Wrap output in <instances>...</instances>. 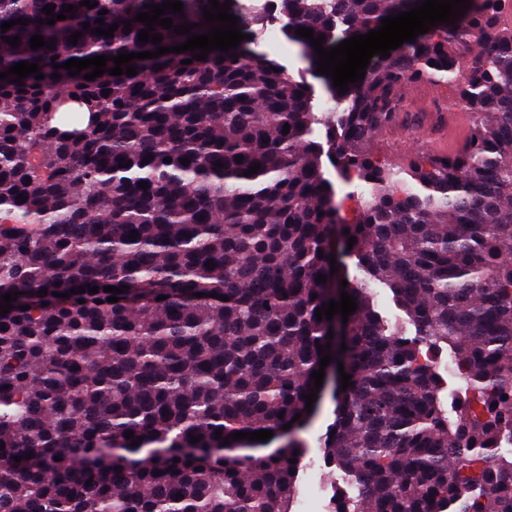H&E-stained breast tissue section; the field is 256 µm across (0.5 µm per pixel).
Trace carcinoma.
<instances>
[{"instance_id": "cac0c4a2", "label": "carcinoma", "mask_w": 512, "mask_h": 512, "mask_svg": "<svg viewBox=\"0 0 512 512\" xmlns=\"http://www.w3.org/2000/svg\"><path fill=\"white\" fill-rule=\"evenodd\" d=\"M80 2L0 0V24L29 20L0 32V72L29 61L44 75L0 80V295L20 293L0 315V512H293L307 451L293 434L310 418L302 396L327 344L336 419L323 459L358 491L333 512H512V0H471L456 24L375 57L343 95L315 73L297 29L331 48L416 0H279L284 36L332 112L315 111L306 79L251 49L267 0H231L252 35L236 59L166 53L130 61L134 76L92 81V68L72 76L61 65L156 51L138 40L135 15L163 0ZM181 2L184 15L165 14L172 28L155 26L163 47L190 37L177 25L209 30V0ZM48 4L55 15L78 7L66 16L90 30L39 24ZM115 23L109 38L92 34ZM35 34L56 47L31 49ZM424 81L455 87L471 112L462 146L402 164L375 153L377 133L414 123L405 96ZM325 152L360 189L344 224ZM346 258L360 275L343 288ZM378 284L414 336L377 310ZM123 285L108 302L105 287ZM342 290L356 298L348 322L317 320ZM443 347L470 388L452 414L426 357ZM259 430L288 440L264 456L228 453L258 441L223 444Z\"/></svg>"}]
</instances>
